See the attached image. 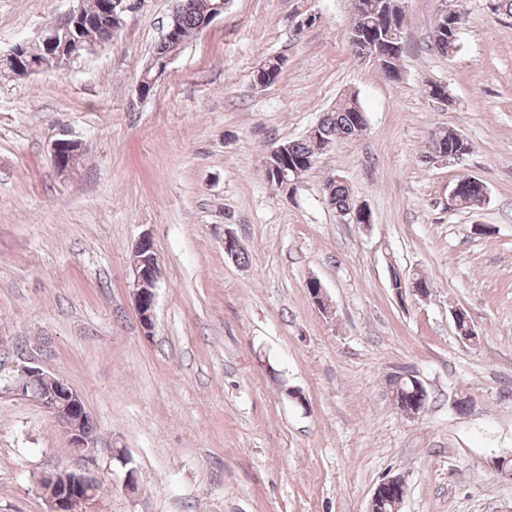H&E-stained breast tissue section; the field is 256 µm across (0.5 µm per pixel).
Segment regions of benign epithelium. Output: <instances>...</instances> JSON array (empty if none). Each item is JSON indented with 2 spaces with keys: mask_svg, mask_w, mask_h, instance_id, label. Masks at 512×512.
Masks as SVG:
<instances>
[{
  "mask_svg": "<svg viewBox=\"0 0 512 512\" xmlns=\"http://www.w3.org/2000/svg\"><path fill=\"white\" fill-rule=\"evenodd\" d=\"M78 8L70 10L47 27L45 33L36 40H22L7 52L0 53L3 62L16 60L25 54L28 62L18 66V72L29 75L41 69L60 52L74 59L94 49L95 43L83 36H75L70 25L80 16ZM179 19L177 13L169 16L162 37L168 47V54L151 61L156 73L151 81H156L167 69L170 62L183 50L184 44L177 36ZM78 149V143L60 138L52 144V156L55 167L61 173L72 168L69 159L72 150ZM265 174H274L277 181L285 187H293L300 177V169L288 162V144L274 145L267 153ZM341 220L349 224L372 223L369 209L361 203H353L341 214ZM130 266L133 274L131 282L134 306L145 335L152 333L155 323L156 284L160 274L159 260L153 240L144 234L139 237L132 249ZM453 321L460 340L470 345L478 342V334L471 325L467 312L454 310ZM395 376L411 381L417 393V401L405 412L410 419L420 418L426 410V389L423 382L410 372H397ZM13 391L22 397L35 399L62 426L68 436L72 452L82 461L90 464L94 461L96 440L86 432V422L90 415L80 395L62 378L44 371L39 366H25L13 383ZM40 491L48 505V512H83L82 506L95 499L102 486L86 469L60 470L40 480ZM404 480L399 476L388 477L375 489L371 501H379L385 496L391 499L393 509H398L405 497Z\"/></svg>",
  "mask_w": 512,
  "mask_h": 512,
  "instance_id": "benign-epithelium-1",
  "label": "benign epithelium"
}]
</instances>
